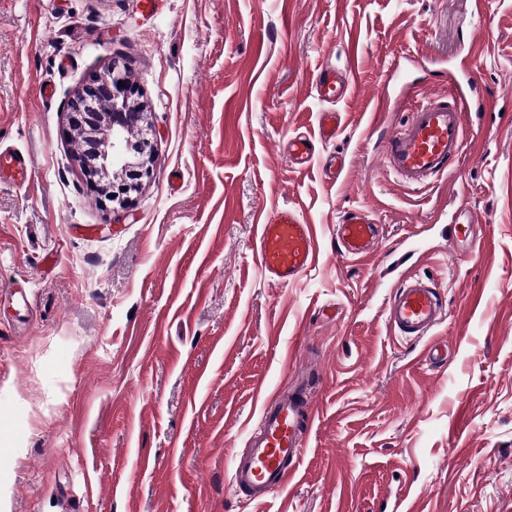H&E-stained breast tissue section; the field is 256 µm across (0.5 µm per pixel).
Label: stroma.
<instances>
[{"label": "stroma", "mask_w": 512, "mask_h": 512, "mask_svg": "<svg viewBox=\"0 0 512 512\" xmlns=\"http://www.w3.org/2000/svg\"><path fill=\"white\" fill-rule=\"evenodd\" d=\"M115 59L153 156L123 207L64 134L70 98ZM326 63L355 70L341 133L295 167ZM462 76L483 98L477 141L454 176L401 185L375 100L390 90L397 123ZM0 145L34 163L30 187L0 184V289L25 298L0 297V512H512V0H0ZM333 151L349 165L330 185ZM275 207L318 233L288 285L255 253ZM349 209L381 225L373 253L341 256ZM410 275L445 291L447 364L385 324ZM297 377L315 409L297 476L234 496L264 396ZM313 152V142L305 135H295L288 140V161L292 165L308 162Z\"/></svg>", "instance_id": "stroma-1"}]
</instances>
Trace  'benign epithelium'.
<instances>
[{
  "label": "benign epithelium",
  "mask_w": 512,
  "mask_h": 512,
  "mask_svg": "<svg viewBox=\"0 0 512 512\" xmlns=\"http://www.w3.org/2000/svg\"><path fill=\"white\" fill-rule=\"evenodd\" d=\"M145 121L144 106L132 100L125 69L112 63L105 72L90 77L70 99L69 129L88 133L96 168L110 176L125 175L124 194L140 188V178L149 172L152 155L131 159L124 142L126 130Z\"/></svg>",
  "instance_id": "7a95c632"
}]
</instances>
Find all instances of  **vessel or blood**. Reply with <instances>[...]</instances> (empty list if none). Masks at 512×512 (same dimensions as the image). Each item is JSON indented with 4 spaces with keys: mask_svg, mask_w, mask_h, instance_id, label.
I'll return each instance as SVG.
<instances>
[{
    "mask_svg": "<svg viewBox=\"0 0 512 512\" xmlns=\"http://www.w3.org/2000/svg\"><path fill=\"white\" fill-rule=\"evenodd\" d=\"M350 83V75L337 74L334 67L325 65L313 86L318 97L331 105L344 98ZM465 99L462 86L450 87L447 95L410 112L404 123L386 135L384 164L401 184L423 187L455 173L467 144ZM340 129L339 112L331 108L321 112L322 142L334 141ZM312 152L310 137L298 134L289 139L291 164L307 163ZM32 174L27 154L14 148L0 149V182L24 188L30 184ZM380 235V224L359 209L346 211L336 226V238L347 256L369 254ZM256 253L261 268L274 282L290 283L317 259L316 229L293 209H271L257 226ZM443 312L439 284L408 276L391 294L385 322L395 335L425 341L424 357L439 364L447 360L448 346L428 343L427 338L440 323ZM313 420L312 401L303 388L283 389L266 399L249 434L247 452L235 462L232 493L254 501L284 489L298 470Z\"/></svg>",
    "mask_w": 512,
    "mask_h": 512,
    "instance_id": "obj_1",
    "label": "vessel or blood"
}]
</instances>
